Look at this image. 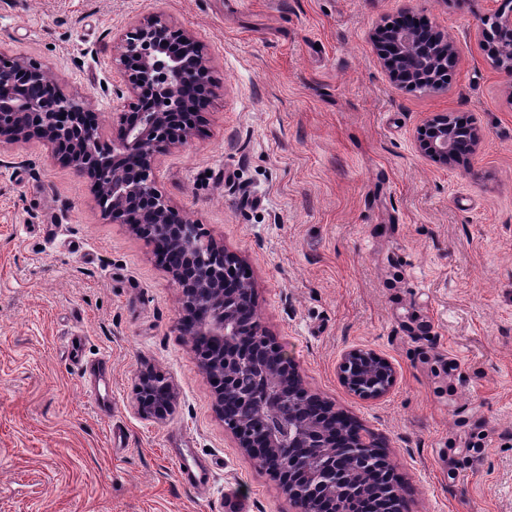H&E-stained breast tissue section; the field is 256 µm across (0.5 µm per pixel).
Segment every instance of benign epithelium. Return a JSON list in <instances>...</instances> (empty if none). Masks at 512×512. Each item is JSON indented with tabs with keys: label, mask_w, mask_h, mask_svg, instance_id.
Wrapping results in <instances>:
<instances>
[{
	"label": "benign epithelium",
	"mask_w": 512,
	"mask_h": 512,
	"mask_svg": "<svg viewBox=\"0 0 512 512\" xmlns=\"http://www.w3.org/2000/svg\"><path fill=\"white\" fill-rule=\"evenodd\" d=\"M482 36L500 46L495 65L512 76V9L501 4L491 10L483 20ZM374 43L402 88L439 86L442 67L454 59L453 42L429 26L421 31L381 25ZM113 60L124 84L116 94L125 101L112 119L116 135L107 139L85 97L55 83L45 94H32L31 87L45 83L49 74L45 62L0 51V143L34 137L48 141L65 163L89 179L105 220L127 224L149 241L164 235L183 254L182 264L167 268L183 284L177 328L192 337L217 404L241 373L261 365L270 364L286 377L297 375L252 313L254 288L244 261L204 239L199 225L179 214L155 182L157 159L190 140L192 118L203 119L208 97L215 93L206 47L187 29L154 15L126 28ZM455 125L446 114L427 119L417 131L418 152L443 166L460 162L475 151L483 132L468 123L463 146ZM338 375L350 391L372 399L384 396L396 380L386 358L363 349L343 353ZM313 397L305 388L286 396L281 388L265 385L245 398L244 411L250 416L287 409L278 418L287 427L284 433L269 422L245 432L237 422L224 420L238 447L279 481L296 512H317L320 501L339 494L367 496V485L352 469L355 461L365 470L391 471L371 437L358 432L338 445L323 414L300 412ZM174 401L173 386L164 374L146 370L139 375L134 402L138 415L162 420Z\"/></svg>",
	"instance_id": "benign-epithelium-1"
}]
</instances>
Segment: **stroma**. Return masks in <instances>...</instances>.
<instances>
[{"instance_id":"35a3bbf8","label":"stroma","mask_w":512,"mask_h":512,"mask_svg":"<svg viewBox=\"0 0 512 512\" xmlns=\"http://www.w3.org/2000/svg\"><path fill=\"white\" fill-rule=\"evenodd\" d=\"M489 0H0V50L37 58L104 128L112 56L158 15L220 87L158 186L248 265L265 332L303 385L393 464L401 512H512V78L481 35ZM448 34L447 83L396 86L372 36L403 11ZM483 131L461 165L416 149L438 113ZM152 246L110 224L47 141L0 145V512H295L237 446ZM79 337L71 346L70 337ZM396 381L355 395L349 349ZM176 400L140 417L141 372ZM205 466L189 483L181 460ZM341 383L364 398H380L394 385L396 371L380 354L363 349L343 353L338 364Z\"/></svg>"}]
</instances>
